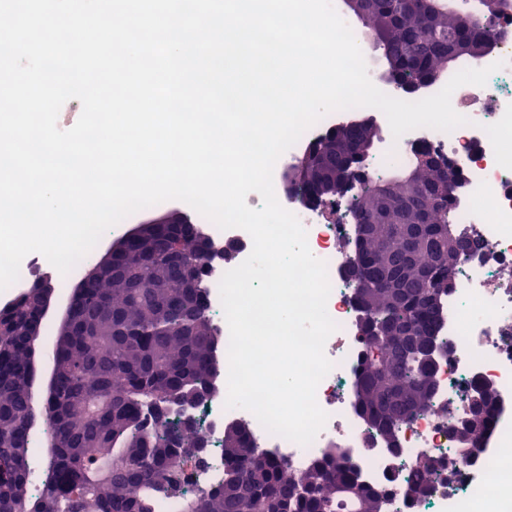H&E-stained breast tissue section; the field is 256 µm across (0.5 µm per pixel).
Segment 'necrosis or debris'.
<instances>
[{
  "instance_id": "obj_1",
  "label": "necrosis or debris",
  "mask_w": 512,
  "mask_h": 512,
  "mask_svg": "<svg viewBox=\"0 0 512 512\" xmlns=\"http://www.w3.org/2000/svg\"><path fill=\"white\" fill-rule=\"evenodd\" d=\"M494 29L498 45L481 61L482 66H493V73L485 85H468L466 94L452 102L454 110L468 118V125L449 132L411 130L388 140L370 161L371 170L383 176L407 165L424 148L454 159L463 172L454 200V229L479 243L454 269L437 331L448 353L436 365L429 407L399 427L400 452L390 450L383 436L364 420L357 403L365 365L359 332L362 311L345 272L351 257L347 244L355 239L357 227L337 219L334 210L302 203L297 191L285 189L281 180L285 165L324 131L345 123L346 113L334 111L310 127L273 170L278 202L296 215L310 251L327 265L331 284L327 311L337 328L324 346L332 368L316 390L327 422L313 443L304 447L269 433L249 410L226 408L230 332L219 282L225 272L247 259L253 242L243 229L202 225L204 236L223 247L226 257L203 278L207 314L218 338L216 372L209 395L193 416L210 446L202 458L186 463L185 498L223 478L224 426L236 422L247 429L260 452L288 459L298 473L337 453L362 483L386 487V512H512V10L498 15ZM479 384L496 390L498 408L479 440L482 453L473 463L462 455L452 431L467 415L465 394ZM426 459L437 466L433 490L411 510L405 499L407 487Z\"/></svg>"
}]
</instances>
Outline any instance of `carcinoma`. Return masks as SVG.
Returning a JSON list of instances; mask_svg holds the SVG:
<instances>
[{
	"mask_svg": "<svg viewBox=\"0 0 512 512\" xmlns=\"http://www.w3.org/2000/svg\"><path fill=\"white\" fill-rule=\"evenodd\" d=\"M477 2L478 13L453 14L440 7L411 12L403 0H373L366 25L385 57L418 79L448 70L493 41L480 21L506 8V0ZM332 132L339 141H364L367 153L372 149L355 120ZM446 190L443 204L423 199L411 202L412 209L429 224L452 225L455 184ZM377 203L373 188L361 190L350 204L353 219L364 221ZM384 237L388 255L380 261L357 247L363 259L355 290L371 293L361 305L365 349L385 338L392 357L366 362L357 396L362 416L388 440L428 405L433 365L419 346L441 348L439 302L453 266L441 265L448 258L446 237L419 249L397 224L385 226ZM202 279L197 244L173 228L150 247L119 257L115 275L89 285L71 335L53 347L61 371L47 422L57 462L42 482L49 495L34 501L29 489L38 467L28 453L29 421L45 405L30 390L27 351L38 337L0 333V512H157L162 501L171 512H269L273 504L288 512H339L344 502L336 498L338 483L357 487L369 512H379L384 491L361 483L335 458L297 474L288 461L264 457L239 432V447L224 457L222 483L193 499L182 497L195 435L185 423L168 433L167 417L174 409L187 414L209 389L217 337L201 288L186 287ZM157 282L163 287H150ZM36 317L37 304L24 291L0 309V325ZM473 394L482 397L489 422L494 392L477 386ZM432 470L422 463L410 484L421 500L431 491Z\"/></svg>",
	"mask_w": 512,
	"mask_h": 512,
	"instance_id": "cac0c4a2",
	"label": "carcinoma"
}]
</instances>
